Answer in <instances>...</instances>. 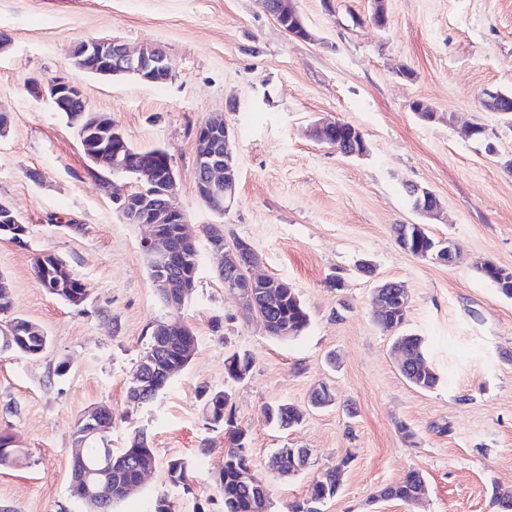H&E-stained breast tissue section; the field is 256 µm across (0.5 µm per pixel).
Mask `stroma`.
<instances>
[{
    "label": "stroma",
    "instance_id": "stroma-1",
    "mask_svg": "<svg viewBox=\"0 0 512 512\" xmlns=\"http://www.w3.org/2000/svg\"><path fill=\"white\" fill-rule=\"evenodd\" d=\"M315 35L289 37L261 0H0V202L24 222L21 241L0 239V275L11 316L40 325L50 344L24 357L0 339V434L27 458L0 468V507L12 512H85L71 491L74 426L88 409L112 411L109 447L143 432L156 464L112 512H142L167 495L174 512H224L219 473L223 430L206 427L214 392L232 395L249 437L250 465L266 481L270 512H499L512 495V299L481 276L491 262L512 270V121L488 111L486 92L512 93V0H387L388 23L370 19L372 0H294ZM101 38L130 50L161 49L173 75L162 84L101 78L76 66L74 48ZM409 76H402L400 68ZM61 77L82 88L138 149L164 148L177 202L196 230L195 288L179 314L197 347L188 367L149 402L128 398L131 375L153 328L172 311L159 298L140 246L147 230L127 223L86 159L64 113L29 91ZM421 101L436 114L418 118ZM235 135L238 190L213 213L196 188L194 135L214 116ZM319 119L363 132L368 152L348 158L307 136ZM478 124L485 137H465ZM441 201L437 217L415 211L409 185ZM249 242L259 273L286 279L310 322L298 337L269 336L218 276L202 228ZM423 224L452 239L453 264L402 250L393 229ZM52 252L84 285L80 306L51 296L32 272ZM393 280L411 300L405 332L422 336L439 377L429 390L400 373L393 338L375 321L374 287ZM255 362L239 382L224 361ZM65 375H57L59 364ZM332 403L311 405L315 388ZM290 403L301 424L263 423V405ZM305 448L308 467L283 478L277 448ZM198 472L192 492L169 484L171 459ZM343 464L341 488L316 502L312 484ZM418 471L425 488L409 505L382 488Z\"/></svg>",
    "mask_w": 512,
    "mask_h": 512
}]
</instances>
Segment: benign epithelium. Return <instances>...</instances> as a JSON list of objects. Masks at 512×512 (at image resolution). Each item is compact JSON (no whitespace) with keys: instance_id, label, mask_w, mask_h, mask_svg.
I'll use <instances>...</instances> for the list:
<instances>
[{"instance_id":"7a95c632","label":"benign epithelium","mask_w":512,"mask_h":512,"mask_svg":"<svg viewBox=\"0 0 512 512\" xmlns=\"http://www.w3.org/2000/svg\"><path fill=\"white\" fill-rule=\"evenodd\" d=\"M265 10L278 25L283 20L291 21L285 29L289 36L310 41L308 27L293 6V0H263ZM93 56L101 60L102 66L96 73L104 76L135 75L145 83H156L157 74L169 80L173 72L171 60L161 50L148 55L131 52L118 40L97 39L76 46L73 58ZM31 91L39 98L49 100L58 112H86L82 90L61 77L31 84ZM344 134L349 149L344 156H361L356 140L363 139L354 125L344 121L313 123L308 134L321 143L334 144L339 134ZM196 142L204 146V155L196 162L197 191L214 211L224 214L232 207L236 196V177L232 168L234 154L233 132L222 118H214L197 130ZM127 142L117 126H112V169L126 167ZM177 182L174 166L156 178L155 191L138 194H123L116 198L124 218L130 224H146L151 228L149 236L141 241L145 251L154 256L153 286L178 297L187 291L190 274L185 272L181 260L185 252L195 245V238L186 224L185 216L176 201ZM411 195L417 198L416 209L421 213L435 215L441 209L438 197L426 188L409 186ZM224 262V288L233 294L245 311L252 312L263 302L260 284L268 277L253 273L254 264L244 263L243 255L252 251L251 245L243 240L224 243L219 248ZM397 296L404 306H409V297L398 282L380 283L373 295L372 308L385 310L382 297ZM80 424L87 433L99 434L112 425V412L106 408H94L84 413Z\"/></svg>"}]
</instances>
